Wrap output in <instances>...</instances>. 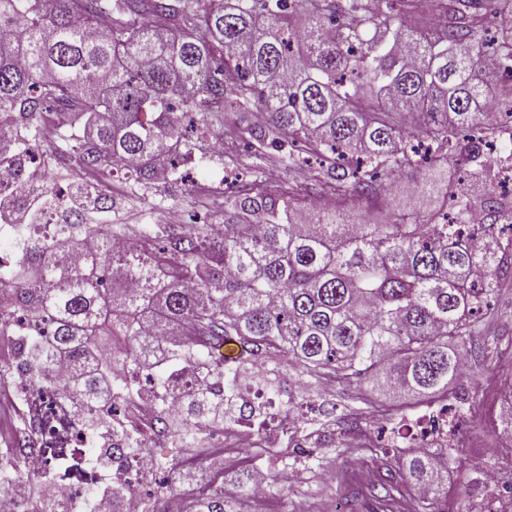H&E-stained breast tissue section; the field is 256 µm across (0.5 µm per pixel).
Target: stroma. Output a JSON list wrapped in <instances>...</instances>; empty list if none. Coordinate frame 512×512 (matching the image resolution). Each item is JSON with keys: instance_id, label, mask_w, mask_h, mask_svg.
Instances as JSON below:
<instances>
[{"instance_id": "stroma-1", "label": "stroma", "mask_w": 512, "mask_h": 512, "mask_svg": "<svg viewBox=\"0 0 512 512\" xmlns=\"http://www.w3.org/2000/svg\"><path fill=\"white\" fill-rule=\"evenodd\" d=\"M194 119L208 121L222 136L221 153H212L204 140H197L187 169L144 186H131L122 174L109 169L98 173L72 169L67 143L71 136L82 134L83 122L68 108L57 105L41 114L37 144L54 183L108 192L112 205L98 219L103 224L125 225L126 238L133 243L145 229L159 226L169 235H178L181 225L165 220L173 207L188 214L194 224L224 223L234 211L226 181L256 165L267 183L296 186L306 195L320 189L327 179L325 171L289 162L287 135L267 124L257 109L230 107L216 118L207 120L198 113ZM463 350L472 370L455 390L473 409L459 425L462 463L449 471L447 495L437 499L434 507L436 512H512V429L506 425L512 402L501 396L512 383V277L500 281L480 326ZM312 399L336 402L340 413L352 420L343 447L332 448L334 425L313 411L305 417L307 437L301 449L288 450L286 439L269 435L267 446L287 449V461L255 460L250 453L231 448L222 456L200 460L199 483L220 477L225 486L235 487L259 472L267 476L289 470L296 475L294 483L269 487L259 512H380L372 483L361 481L359 472L364 469L379 478L385 465L362 443L367 434H389L393 420L401 416V399L363 385L333 383L321 385ZM311 450L319 452L321 467L308 466L305 454Z\"/></svg>"}]
</instances>
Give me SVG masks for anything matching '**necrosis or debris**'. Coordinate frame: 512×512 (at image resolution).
Masks as SVG:
<instances>
[{
    "label": "necrosis or debris",
    "mask_w": 512,
    "mask_h": 512,
    "mask_svg": "<svg viewBox=\"0 0 512 512\" xmlns=\"http://www.w3.org/2000/svg\"><path fill=\"white\" fill-rule=\"evenodd\" d=\"M47 318H32L15 310L5 345L0 346V428L12 433L22 424L25 441L0 448V489L14 491L24 478L36 479L41 498L52 504L56 495L66 494L71 512H145L148 493L156 489L155 428L158 413L154 396L138 393L117 400L107 428L95 427L103 409L98 398L85 396L75 401L62 380L73 367L53 343ZM38 338L47 355L33 379L29 353L30 338ZM136 433L140 449L131 455L120 452L129 433ZM133 489L117 503L110 502L113 483Z\"/></svg>",
    "instance_id": "necrosis-or-debris-1"
}]
</instances>
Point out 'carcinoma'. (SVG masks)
Wrapping results in <instances>:
<instances>
[{
	"label": "carcinoma",
	"instance_id": "1",
	"mask_svg": "<svg viewBox=\"0 0 512 512\" xmlns=\"http://www.w3.org/2000/svg\"><path fill=\"white\" fill-rule=\"evenodd\" d=\"M419 0H0V114L18 113L30 128L49 103L84 115L92 135L72 151L89 168L122 166L136 185L154 181L157 163L171 169L192 158L182 149V118L196 108L182 95L270 114L295 153L321 158L333 172L322 192L334 209L301 222L293 188L263 181L232 186L242 216L212 234L205 225L165 243L149 235L132 244L122 274L109 276L122 224L83 234L85 216L47 231L62 198L29 196L14 186L13 204L29 210L33 238L6 280L20 308L50 314L52 335L79 368L94 375L116 366L140 374L159 400L156 430L171 429L165 397L188 394L173 438L202 456L189 433L223 401L258 428L280 419L301 441L293 395L279 403L280 372L261 388L265 401H243L238 365L213 350L235 342L253 365L284 364L309 392L325 380L400 393L409 409L454 406L449 384L461 372L454 344L473 333L474 316L500 276L512 272V198L493 190L497 172L484 148L512 131V0H433L446 22L406 24ZM496 21L498 40L483 39ZM505 104L491 117L487 95ZM477 176L474 197L448 178ZM427 168L419 198L442 197L437 213L416 224H347L341 210L358 200L384 201L389 188ZM474 209L484 221L470 224ZM86 263L65 268L62 250ZM137 281L133 288L127 277ZM178 336L164 358L143 359L155 328ZM105 330L123 337L101 353ZM191 360L199 387L180 378ZM214 381L215 391L205 381ZM277 408L276 413L268 412ZM413 435L369 448L393 456L414 488L443 492L444 469ZM224 487L197 496L195 512H229Z\"/></svg>",
	"mask_w": 512,
	"mask_h": 512
}]
</instances>
